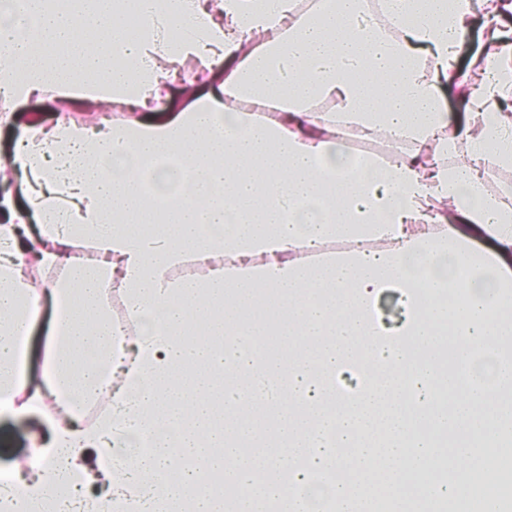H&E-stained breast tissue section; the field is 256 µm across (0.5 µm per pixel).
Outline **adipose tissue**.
I'll return each instance as SVG.
<instances>
[{"instance_id":"obj_1","label":"adipose tissue","mask_w":512,"mask_h":512,"mask_svg":"<svg viewBox=\"0 0 512 512\" xmlns=\"http://www.w3.org/2000/svg\"><path fill=\"white\" fill-rule=\"evenodd\" d=\"M482 5L465 61L473 0H0V413L45 431L10 512H468L435 459L512 447V0ZM46 93L128 111L18 123Z\"/></svg>"}]
</instances>
